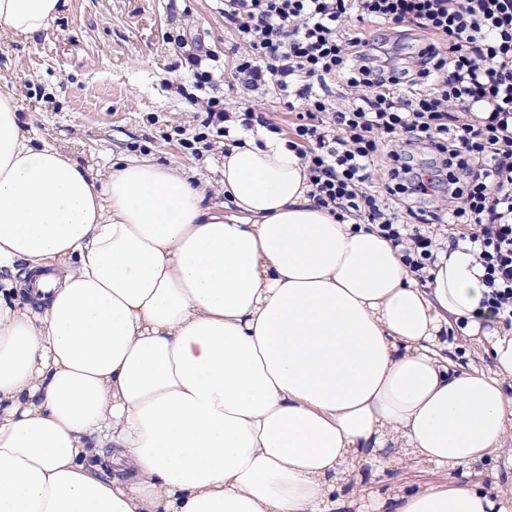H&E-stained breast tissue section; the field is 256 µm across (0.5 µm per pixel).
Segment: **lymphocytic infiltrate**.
Instances as JSON below:
<instances>
[{"mask_svg": "<svg viewBox=\"0 0 512 512\" xmlns=\"http://www.w3.org/2000/svg\"><path fill=\"white\" fill-rule=\"evenodd\" d=\"M351 17L371 34L348 31ZM224 21L243 44L244 88L273 89L296 113L288 146L315 202L378 225L421 281L432 225H464L450 242L470 246L484 307L512 323V0H224ZM400 30L426 35L405 66L387 46ZM234 119L210 102L187 148L210 149Z\"/></svg>", "mask_w": 512, "mask_h": 512, "instance_id": "lymphocytic-infiltrate-1", "label": "lymphocytic infiltrate"}]
</instances>
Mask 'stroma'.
I'll use <instances>...</instances> for the list:
<instances>
[{"label": "stroma", "instance_id": "obj_1", "mask_svg": "<svg viewBox=\"0 0 512 512\" xmlns=\"http://www.w3.org/2000/svg\"><path fill=\"white\" fill-rule=\"evenodd\" d=\"M214 56L211 78L197 82L184 43ZM237 39L224 24V0H65L48 31L26 43L0 41V78L15 83L24 130L104 170L117 158H153L194 170L211 185L208 203L232 214L222 189L224 146L203 156L182 147L209 100L236 111L261 108L289 130L294 114L271 95L244 89L232 70ZM197 105H190V98ZM427 466L398 458L367 484V493L433 481Z\"/></svg>", "mask_w": 512, "mask_h": 512}]
</instances>
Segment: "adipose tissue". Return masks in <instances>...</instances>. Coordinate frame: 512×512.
Here are the masks:
<instances>
[{
  "label": "adipose tissue",
  "instance_id": "1",
  "mask_svg": "<svg viewBox=\"0 0 512 512\" xmlns=\"http://www.w3.org/2000/svg\"><path fill=\"white\" fill-rule=\"evenodd\" d=\"M59 9L0 0V39ZM18 112L0 83V270L34 273L0 278V512H494L512 331L473 252L438 251L420 283L262 128L227 145L226 217L179 167L93 169ZM459 324L491 371L451 364ZM398 456L437 481L364 505L352 476Z\"/></svg>",
  "mask_w": 512,
  "mask_h": 512
}]
</instances>
